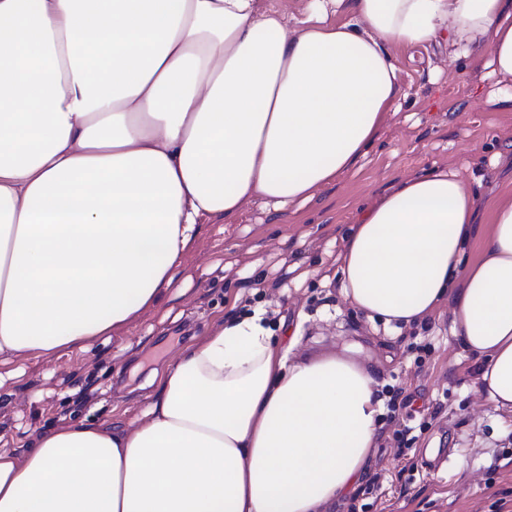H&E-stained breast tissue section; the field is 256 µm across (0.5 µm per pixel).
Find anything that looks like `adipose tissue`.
Returning a JSON list of instances; mask_svg holds the SVG:
<instances>
[{"label":"adipose tissue","mask_w":512,"mask_h":512,"mask_svg":"<svg viewBox=\"0 0 512 512\" xmlns=\"http://www.w3.org/2000/svg\"><path fill=\"white\" fill-rule=\"evenodd\" d=\"M350 21L336 22L342 9ZM488 49L512 0H0V356L88 347L158 302L203 218L309 202L397 105L387 49ZM400 181L352 224L341 294L401 329L447 307L477 391L512 412V190ZM265 311L183 350L129 427L0 451V512H323L366 473L382 413L350 349L300 352Z\"/></svg>","instance_id":"obj_1"}]
</instances>
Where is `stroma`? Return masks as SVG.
<instances>
[{"instance_id": "obj_1", "label": "stroma", "mask_w": 512, "mask_h": 512, "mask_svg": "<svg viewBox=\"0 0 512 512\" xmlns=\"http://www.w3.org/2000/svg\"><path fill=\"white\" fill-rule=\"evenodd\" d=\"M399 100L365 156L306 205L275 211L258 197L238 213L203 218L176 288L108 338L50 355L0 358V450L24 451L35 436L84 421L131 423L152 392L149 380L226 319L263 305L278 336L305 351L348 345L376 365L382 400L401 392L409 425L427 423L411 450L374 448L368 473L380 488L338 498L342 512H492L512 492V413L475 389L472 358L452 336L447 310L400 331L369 321L343 299L333 259L358 215L400 179L432 168L461 171L488 223L486 200L512 188V80L485 58L450 59L447 47L387 45ZM307 270L299 279L297 269Z\"/></svg>"}]
</instances>
